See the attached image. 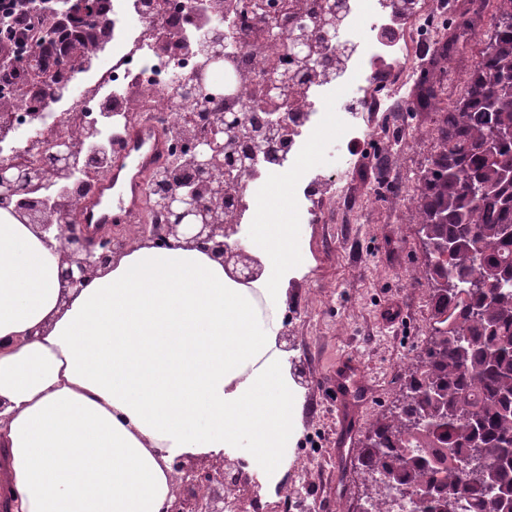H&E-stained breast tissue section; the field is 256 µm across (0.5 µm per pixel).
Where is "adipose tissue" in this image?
I'll list each match as a JSON object with an SVG mask.
<instances>
[{
	"label": "adipose tissue",
	"instance_id": "adipose-tissue-1",
	"mask_svg": "<svg viewBox=\"0 0 512 512\" xmlns=\"http://www.w3.org/2000/svg\"><path fill=\"white\" fill-rule=\"evenodd\" d=\"M250 246L276 308L288 242ZM62 292L57 255L0 210V512H160L175 454L238 449L279 479L295 422L276 323L219 261L138 245Z\"/></svg>",
	"mask_w": 512,
	"mask_h": 512
}]
</instances>
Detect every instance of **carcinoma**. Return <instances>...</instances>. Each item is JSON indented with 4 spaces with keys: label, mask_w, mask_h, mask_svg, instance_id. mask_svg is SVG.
<instances>
[{
    "label": "carcinoma",
    "mask_w": 512,
    "mask_h": 512,
    "mask_svg": "<svg viewBox=\"0 0 512 512\" xmlns=\"http://www.w3.org/2000/svg\"><path fill=\"white\" fill-rule=\"evenodd\" d=\"M493 35L443 114L439 151L415 187L413 216L430 263V326L404 370L401 398L354 449L370 512H392L383 473L410 489L431 487L418 512H444L441 494L466 512H504L512 491V140L493 153L494 131L512 126V0H492ZM486 187L479 197L472 188ZM495 270L500 293L450 288L448 278L475 271V255ZM426 419L423 427L415 419ZM490 460L486 478L459 466L474 454ZM504 493H487L486 482Z\"/></svg>",
    "instance_id": "obj_1"
}]
</instances>
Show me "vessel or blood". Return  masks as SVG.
Here are the masks:
<instances>
[{
  "mask_svg": "<svg viewBox=\"0 0 512 512\" xmlns=\"http://www.w3.org/2000/svg\"><path fill=\"white\" fill-rule=\"evenodd\" d=\"M167 141V131L150 127L146 117L132 120L125 141L113 146L109 175L98 181L92 195L81 198L74 206V221L87 235L103 232L115 218L124 224L140 222L147 177L167 162ZM361 375L359 364L347 359L337 366L332 380L340 427L352 434L357 431V418L345 412L344 407L353 389L360 386Z\"/></svg>",
  "mask_w": 512,
  "mask_h": 512,
  "instance_id": "b4317fda",
  "label": "vessel or blood"
}]
</instances>
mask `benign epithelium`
Segmentation results:
<instances>
[{"mask_svg": "<svg viewBox=\"0 0 512 512\" xmlns=\"http://www.w3.org/2000/svg\"><path fill=\"white\" fill-rule=\"evenodd\" d=\"M88 11V0H72L65 12L54 15V28L70 25L74 15ZM264 15L266 22L262 49L274 50L282 57L275 61L261 82L260 105L267 110L264 126L259 133L279 139L288 138V113L283 111L285 93L298 87L300 75L296 69L304 60L308 74L322 73L320 58L303 56L308 19L303 13L288 15L269 0H241L240 21H249L255 15ZM347 0H321L320 17L334 28V40L327 51L347 56L356 50V44L346 38ZM112 36L111 26L101 24L89 33L78 34L64 44L60 70L71 71L69 62L85 65L103 51ZM225 26H210L202 30L192 45L197 65L177 74V85L182 97L192 101L198 93L216 101L235 99L243 95L253 79L235 68L233 42ZM288 51H283V45ZM184 45L182 34L172 32L156 43V51L176 54ZM41 90L14 84L8 92L0 91V110L10 111L20 101L29 104L32 126L29 136L40 133L41 123L48 114L40 111ZM116 113L102 112L99 119L54 142L55 151L50 161L18 168L6 160L0 161V209L9 212L24 224L34 225L41 238L59 255L63 287L80 291L88 279L101 268L111 265L125 254L131 242L108 236L93 241L87 239L73 222V202L77 193L72 186L88 176L87 156L95 158L99 168L109 170L112 157L109 145L112 121ZM235 112H205L198 123L182 128V148L165 166L157 170L149 183L146 198L150 206L161 205L166 215L163 224H152L145 232L146 241L157 247H184L198 250L224 265V271L234 279L247 281L258 278L262 268L256 258L240 242L226 241L231 212L226 202L230 191L241 185L243 175L265 163L262 143H254L248 157L237 159L224 154V128L240 124ZM23 141L17 128L6 119L0 121V155L16 153ZM245 461L224 457V471H198L184 465L182 457L174 459L172 495L161 512H264L255 478L244 470ZM218 482L233 491L230 501L221 493L193 501L184 494L192 484L208 486ZM392 495L408 512L415 510L419 501L429 495L424 486L414 492L389 482Z\"/></svg>", "mask_w": 512, "mask_h": 512, "instance_id": "7a95c632", "label": "benign epithelium"}]
</instances>
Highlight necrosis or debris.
Returning <instances> with one entry per match:
<instances>
[{
    "label": "necrosis or debris",
    "instance_id": "4bbe7bcc",
    "mask_svg": "<svg viewBox=\"0 0 512 512\" xmlns=\"http://www.w3.org/2000/svg\"><path fill=\"white\" fill-rule=\"evenodd\" d=\"M350 26L356 29L359 49L344 59L336 80H315L294 91L288 104V148L280 152L272 165H260L232 200V213L241 224H311L321 215L322 196L344 193V167L321 173L305 163L307 153H322L326 144L349 147L365 133L367 112L389 105L416 72L409 48L413 42H436L447 18L442 0L425 6L412 0L406 17H399L391 0H348ZM103 9L112 17V43L99 57L94 73L105 76L108 94L105 100L112 111H129L136 86L156 89L148 106L151 123L170 135L169 151H176L175 134L187 114L179 104L173 75L192 68L196 57L182 51L174 57L154 53L150 44L156 34L149 29L148 18L137 0H103ZM239 0H224V16L234 23L235 56L239 66L250 75H263L271 59L259 55L263 24L243 25L238 21ZM388 68L386 82H379L381 68ZM66 106L51 103L52 115L38 138L26 150L10 160L21 166L36 155L49 152L51 143L66 132L94 119L98 99L84 85H68Z\"/></svg>",
    "mask_w": 512,
    "mask_h": 512
}]
</instances>
